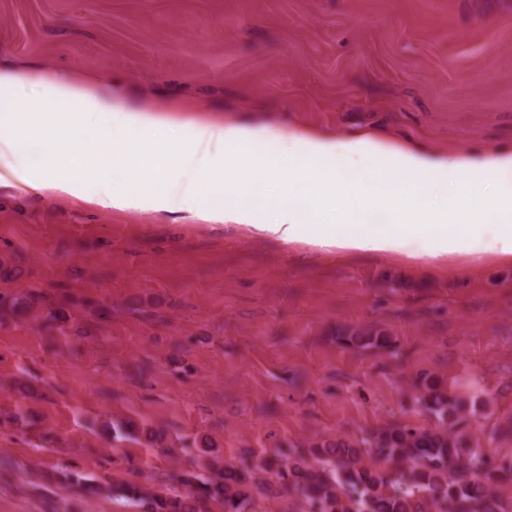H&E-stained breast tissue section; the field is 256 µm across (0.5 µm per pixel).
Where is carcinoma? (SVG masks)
<instances>
[{
	"mask_svg": "<svg viewBox=\"0 0 512 512\" xmlns=\"http://www.w3.org/2000/svg\"><path fill=\"white\" fill-rule=\"evenodd\" d=\"M33 310L42 313L46 330L72 333L68 306L33 292L0 293L1 316L22 318ZM336 342L355 350L393 347L385 330L361 324L337 326ZM415 387L440 426L391 424L361 439L338 435L238 465L223 463L201 438L195 444L207 458L209 476L184 480L171 472L167 492L133 480L103 488L76 470L63 476L84 494L105 490L135 502L141 512H213L216 505L224 512H246L254 491L299 499L308 512H505L499 487L512 482V456L499 458L470 448L455 429L466 415L476 413V405L448 391L433 373L421 374ZM12 425L29 429L40 448L49 442L26 412L0 413V426ZM113 430L153 446L167 438L164 430L148 426L130 428L119 422Z\"/></svg>",
	"mask_w": 512,
	"mask_h": 512,
	"instance_id": "obj_1",
	"label": "carcinoma"
}]
</instances>
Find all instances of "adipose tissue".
Masks as SVG:
<instances>
[{"instance_id": "obj_1", "label": "adipose tissue", "mask_w": 512, "mask_h": 512, "mask_svg": "<svg viewBox=\"0 0 512 512\" xmlns=\"http://www.w3.org/2000/svg\"><path fill=\"white\" fill-rule=\"evenodd\" d=\"M0 67V169L33 189L88 199L103 209L158 212L241 224L260 237L362 253L437 258L512 257V152L433 160L366 136L353 142L211 120L181 123L110 99L97 83L39 81ZM46 135L61 169L35 170L26 151ZM121 163L128 184L101 175ZM223 174L205 194L203 183ZM281 187L271 196L267 187ZM337 197L336 219L326 201ZM345 231H337V224Z\"/></svg>"}]
</instances>
